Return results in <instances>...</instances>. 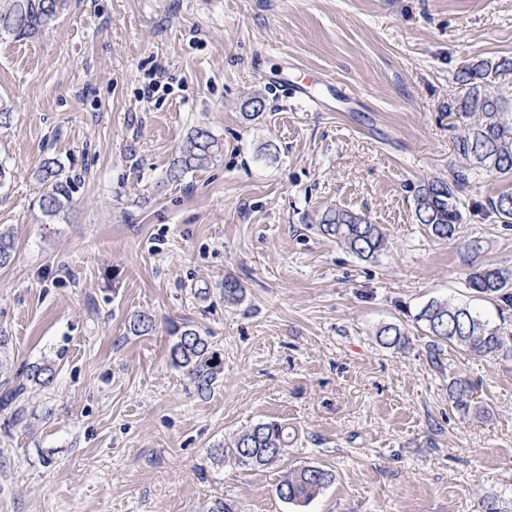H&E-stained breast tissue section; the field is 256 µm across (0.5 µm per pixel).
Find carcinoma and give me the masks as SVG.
Returning a JSON list of instances; mask_svg holds the SVG:
<instances>
[{"instance_id": "1", "label": "carcinoma", "mask_w": 512, "mask_h": 512, "mask_svg": "<svg viewBox=\"0 0 512 512\" xmlns=\"http://www.w3.org/2000/svg\"><path fill=\"white\" fill-rule=\"evenodd\" d=\"M67 8L68 0H0V38L35 34ZM511 72L512 58L508 57L476 61L457 72L460 91L448 106V112L463 123L456 137L459 164L448 179L424 181L413 195L416 220L438 240L447 241L456 236L463 221L458 193L469 183L472 173L485 171L512 177V123L505 119V99L493 89L497 76ZM222 151L223 146L208 130L193 129L173 159L169 179L178 182L187 174L207 167ZM34 178L43 187L40 208L44 216L53 218L70 206L73 178L66 175L56 158L43 159L34 171ZM479 210L511 224L512 192L486 198ZM319 227L322 234L362 260L373 259L388 247V237L381 225L341 207L326 209L320 216ZM14 250L13 232L1 230L0 267L10 263ZM466 288L479 297L500 302L501 312L512 308V271L473 266L466 277ZM417 321L423 323L433 338L429 358L434 365L439 364L445 343L487 359L512 353V344L503 337L501 328L469 304L432 300L421 308ZM376 340L384 348L396 349L406 343L407 336L398 325L388 324L377 330ZM168 358L201 395L210 392L224 372L220 353L189 326L176 330ZM55 374L56 364L52 359L25 369L26 380L36 386L52 384ZM449 391L456 406L467 407L469 382L455 379ZM289 439L288 426L277 421H260L238 433L229 445L214 448L213 455L238 466L266 467L281 461L290 447ZM334 479L329 469L304 465L286 472L276 484L275 494L289 505L304 507Z\"/></svg>"}]
</instances>
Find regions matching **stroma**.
<instances>
[{"label":"stroma","instance_id":"1","mask_svg":"<svg viewBox=\"0 0 512 512\" xmlns=\"http://www.w3.org/2000/svg\"><path fill=\"white\" fill-rule=\"evenodd\" d=\"M36 34L0 39V333L13 371L50 357L22 419L0 409V512H294L275 494L308 463L335 480L304 512H512V356L443 347L416 316L470 301L471 267L512 270V226L474 215L512 178L472 175L456 239L428 234L413 191L447 178L460 132L456 74L512 57V0H69ZM162 87L140 97L148 75ZM265 103L244 116L252 97ZM224 151L177 184L186 135ZM74 179L54 219L33 177ZM340 206L381 225L363 261L319 231ZM242 300H224V278ZM152 318L136 336L128 323ZM408 341L387 349L377 328ZM189 325L224 360L201 395L172 367ZM472 383L469 412L449 397ZM288 424L282 464L210 450L259 421Z\"/></svg>","mask_w":512,"mask_h":512}]
</instances>
